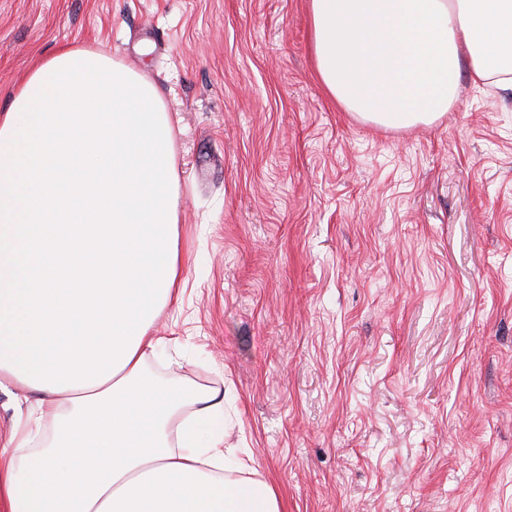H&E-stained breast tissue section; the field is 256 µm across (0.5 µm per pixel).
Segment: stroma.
<instances>
[{"mask_svg": "<svg viewBox=\"0 0 512 512\" xmlns=\"http://www.w3.org/2000/svg\"><path fill=\"white\" fill-rule=\"evenodd\" d=\"M131 66L174 128L193 260L146 369L229 391L281 512H512V87L430 125L345 110L308 0H0V109L35 54Z\"/></svg>", "mask_w": 512, "mask_h": 512, "instance_id": "35a3bbf8", "label": "stroma"}]
</instances>
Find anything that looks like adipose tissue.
<instances>
[{
	"mask_svg": "<svg viewBox=\"0 0 512 512\" xmlns=\"http://www.w3.org/2000/svg\"><path fill=\"white\" fill-rule=\"evenodd\" d=\"M313 55L330 95L386 127L434 122L460 61L512 85V0H309ZM166 338L146 332L102 385L30 389L0 448V512H281L249 459L224 445L216 390L144 369Z\"/></svg>",
	"mask_w": 512,
	"mask_h": 512,
	"instance_id": "1",
	"label": "adipose tissue"
}]
</instances>
